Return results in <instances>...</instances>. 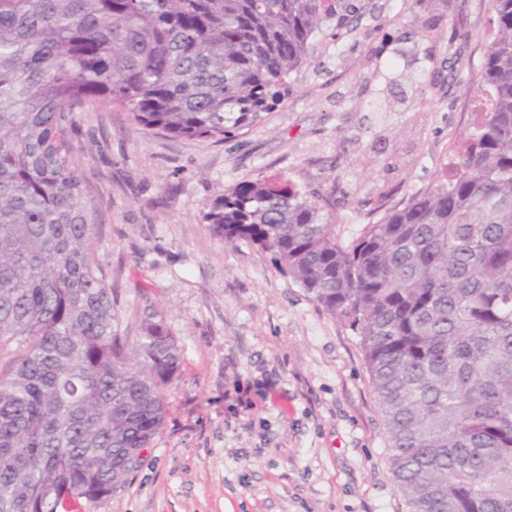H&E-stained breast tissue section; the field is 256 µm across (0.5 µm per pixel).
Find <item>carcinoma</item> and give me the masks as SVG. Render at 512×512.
<instances>
[{
    "instance_id": "carcinoma-1",
    "label": "carcinoma",
    "mask_w": 512,
    "mask_h": 512,
    "mask_svg": "<svg viewBox=\"0 0 512 512\" xmlns=\"http://www.w3.org/2000/svg\"><path fill=\"white\" fill-rule=\"evenodd\" d=\"M481 122L432 192L349 246L280 176L202 216L271 255L360 337L405 512H512V0H492ZM350 0H0V512H74L125 487L183 351L128 345L69 131L117 105L167 136L261 120Z\"/></svg>"
}]
</instances>
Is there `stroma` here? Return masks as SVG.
Here are the masks:
<instances>
[{
    "mask_svg": "<svg viewBox=\"0 0 512 512\" xmlns=\"http://www.w3.org/2000/svg\"><path fill=\"white\" fill-rule=\"evenodd\" d=\"M356 4L314 34L280 104L224 141L161 136L113 105L75 113L121 330L136 340L159 313L184 354L141 466L83 512H404L359 336L201 221L224 189L281 173L346 245L456 161L491 0Z\"/></svg>",
    "mask_w": 512,
    "mask_h": 512,
    "instance_id": "35a3bbf8",
    "label": "stroma"
}]
</instances>
